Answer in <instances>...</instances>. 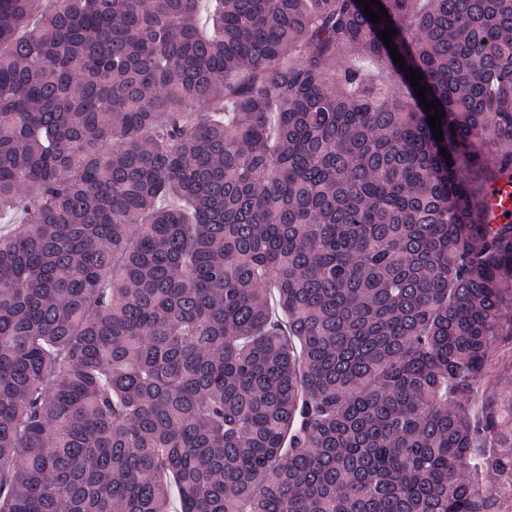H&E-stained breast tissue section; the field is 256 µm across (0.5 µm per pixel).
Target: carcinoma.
Segmentation results:
<instances>
[{"label": "carcinoma", "mask_w": 512, "mask_h": 512, "mask_svg": "<svg viewBox=\"0 0 512 512\" xmlns=\"http://www.w3.org/2000/svg\"><path fill=\"white\" fill-rule=\"evenodd\" d=\"M380 2L0 0V512H512V0Z\"/></svg>", "instance_id": "carcinoma-1"}]
</instances>
